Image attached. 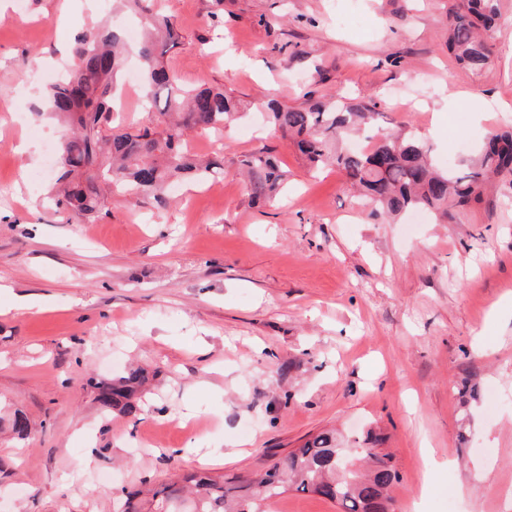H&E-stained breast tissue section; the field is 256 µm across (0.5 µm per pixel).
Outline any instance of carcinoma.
<instances>
[{
    "mask_svg": "<svg viewBox=\"0 0 512 512\" xmlns=\"http://www.w3.org/2000/svg\"><path fill=\"white\" fill-rule=\"evenodd\" d=\"M147 0H124L132 13H143L148 26L138 47L147 85L144 102L163 116L177 114L158 131L130 132L103 128L112 121L113 88L122 62V33L96 27L79 35L72 53L70 75L48 89L55 114L69 125L62 144L60 189L55 207L78 220L91 222L101 204L100 182L107 181L130 195L160 198L174 176L198 182L224 176L223 161L204 165L192 161L186 136L196 129L222 130L237 111L236 102L221 89L184 88L161 65L164 48L179 41L170 18L151 14ZM500 0H454L448 8V52L463 68L479 73L492 57L483 33L500 16ZM274 132L291 139L308 165L319 168L333 162L352 188L371 201L380 214L394 218L411 209L435 213L451 223L458 208L481 199L485 183L497 178L512 185V130L494 133L475 158L440 168L419 139L406 130L386 131L376 124V102L367 98L347 104L328 92L323 100L293 108L269 103ZM249 179L253 200L269 201L286 180L283 171L262 150L239 161ZM145 382L140 369H130L110 383L96 385L105 412L116 409L136 418L134 395ZM385 440L373 429L362 432L354 444L336 430H324L250 480H218L205 472H188L149 490L122 491L116 512H180L191 497L187 512H264L265 503L292 490L335 503L341 512H393L391 488L400 481L393 455L383 451Z\"/></svg>",
    "mask_w": 512,
    "mask_h": 512,
    "instance_id": "obj_1",
    "label": "carcinoma"
}]
</instances>
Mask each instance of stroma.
Returning <instances> with one entry per match:
<instances>
[{"label": "stroma", "mask_w": 512, "mask_h": 512, "mask_svg": "<svg viewBox=\"0 0 512 512\" xmlns=\"http://www.w3.org/2000/svg\"><path fill=\"white\" fill-rule=\"evenodd\" d=\"M350 7L366 29L338 22ZM447 8L158 0L181 34L165 66L241 107L224 131L187 137L192 154L223 151L224 184L183 180L162 204L109 193L76 223L47 199L65 132L37 76H58L76 37L119 10L0 0V417L29 421L23 438L0 430V512H114L125 487L200 467L245 477L323 429L371 427L400 473L394 512H512V189L492 183L450 224L425 211L391 223L267 123L273 95H370L380 126L413 128L437 162L474 154L512 128V0L477 75L448 54ZM116 98L113 125L159 127L139 85ZM263 148L288 174L265 204L237 173ZM22 298L34 309H15ZM132 366L149 377L137 417L103 416L89 379Z\"/></svg>", "instance_id": "stroma-1"}]
</instances>
